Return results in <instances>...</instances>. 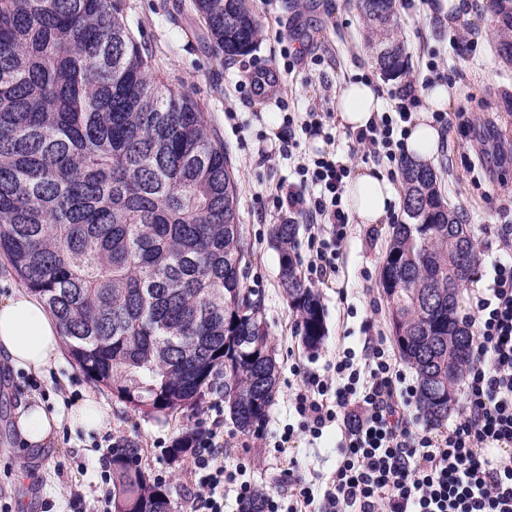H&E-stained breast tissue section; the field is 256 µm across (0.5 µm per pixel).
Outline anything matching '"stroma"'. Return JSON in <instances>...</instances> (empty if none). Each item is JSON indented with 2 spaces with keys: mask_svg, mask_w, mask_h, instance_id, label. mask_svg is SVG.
I'll return each instance as SVG.
<instances>
[{
  "mask_svg": "<svg viewBox=\"0 0 512 512\" xmlns=\"http://www.w3.org/2000/svg\"><path fill=\"white\" fill-rule=\"evenodd\" d=\"M247 5L259 20L261 35L249 54L231 59L212 55L207 27L192 0H126V15L135 39L152 49L161 77L201 104L224 142L237 179L238 212L249 248L244 283L262 301L279 367V390L257 431L243 433L229 415H222L224 446L227 460L249 462L246 478L259 492L284 495L288 492L284 474L290 463H297L303 473L326 476L336 464L332 431L316 441L298 434L290 447L281 450L273 446L290 418L288 399L298 382L290 366L309 365L312 355L325 358L343 348L362 351L373 330L390 336L379 272L391 224L406 222L407 215L400 207L396 219L353 224L335 279L317 287L325 310L326 338L317 351L305 349L280 287L278 253L269 243L270 226L284 222L286 216L273 211L268 196L276 185L291 180L294 163L280 157L261 161L264 136L280 126L281 108L305 112L320 104L336 110L341 88L360 77L371 78L386 109L391 93L404 82L422 86L429 60L456 69L461 77L456 81L455 104L469 109L472 124L445 130L432 166L450 207L471 224L477 242L490 243L499 224L512 223V164L497 169L491 178L471 173L469 166L477 160L489 121H497L501 139L512 144V64L497 55L489 0H479L463 20L449 19L446 11L429 10L421 2L400 6L398 39L408 63L402 79L384 77L377 68L353 0H272L268 5L247 0ZM459 37L476 42L474 60L457 56L454 41ZM285 44L321 55L322 65L311 70L301 64L291 75L277 76L272 94L246 97L238 93L239 81L255 68L270 65ZM230 110L236 112V120L227 118ZM40 382L41 390H31L26 373L0 364V501L11 504L13 512H43L48 501L54 512H86L87 494L100 485L96 444L106 432L113 439L135 443L149 475L168 469L167 484L174 500L183 501L192 490L191 458L164 467L157 455L160 445H172L182 431L200 420V412L173 417L135 413L117 402L110 389L88 380L66 357ZM84 398L102 407L106 417L102 431L66 428L48 448L37 452L21 448L14 429L19 402L39 401L57 409ZM75 491L80 499H72Z\"/></svg>",
  "mask_w": 512,
  "mask_h": 512,
  "instance_id": "obj_1",
  "label": "stroma"
}]
</instances>
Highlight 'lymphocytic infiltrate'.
I'll return each mask as SVG.
<instances>
[{
  "instance_id": "obj_1",
  "label": "lymphocytic infiltrate",
  "mask_w": 512,
  "mask_h": 512,
  "mask_svg": "<svg viewBox=\"0 0 512 512\" xmlns=\"http://www.w3.org/2000/svg\"><path fill=\"white\" fill-rule=\"evenodd\" d=\"M390 111L352 133L355 146L389 164L405 155L407 125L421 107L414 84L392 96ZM331 112L283 114L268 156L290 157L300 135L334 142ZM350 156L322 151L299 162L292 181L278 184L270 200L289 220L308 224L307 268L318 283L335 276L337 260L352 227L343 203ZM495 257L485 272L486 285L474 292L471 323L473 353L464 385V404L447 432L419 428L411 408L417 386L400 367L383 337H370L362 353L344 349L322 370H303L292 394L295 431L320 438L336 430V469L322 494L305 477L288 472L289 506L267 497L264 512H512V456H489L492 448L512 447V224L498 225ZM198 490L183 512H224V495L237 507L254 497L245 478L246 462L224 460V434L200 428L192 442Z\"/></svg>"
}]
</instances>
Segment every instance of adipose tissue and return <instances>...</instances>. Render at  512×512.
<instances>
[{
    "label": "adipose tissue",
    "mask_w": 512,
    "mask_h": 512,
    "mask_svg": "<svg viewBox=\"0 0 512 512\" xmlns=\"http://www.w3.org/2000/svg\"><path fill=\"white\" fill-rule=\"evenodd\" d=\"M456 90L438 83L421 90L427 110L418 112L405 140L406 154L415 161H429L441 145V130L432 114L449 109ZM379 109L373 85L346 84L338 97V117L343 128L365 126ZM344 200L359 223L377 224L384 219L396 196L391 182L381 173L366 168L355 173L345 185ZM63 336L58 321L44 303L26 290L14 291L0 300V360L13 369L43 375L54 369L61 357ZM104 415L91 401H74L69 409L47 410L43 403L20 406L15 427L21 443L28 449L48 445L63 426L87 430L101 428Z\"/></svg>",
    "instance_id": "1"
}]
</instances>
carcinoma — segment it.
Wrapping results in <instances>:
<instances>
[{
	"label": "carcinoma",
	"mask_w": 512,
	"mask_h": 512,
	"mask_svg": "<svg viewBox=\"0 0 512 512\" xmlns=\"http://www.w3.org/2000/svg\"><path fill=\"white\" fill-rule=\"evenodd\" d=\"M512 63V0H489ZM217 53L253 50L246 0H193ZM387 77L406 74L397 0H356ZM125 0H0V255L59 322L67 355L144 415L197 410L211 394L243 432L265 420L278 366L244 288L237 183L206 112L158 77ZM406 224L391 225L380 282L392 335L428 423L448 416L473 350L458 315L476 273L474 230L434 168L402 162ZM297 225L274 224L280 283L304 345L325 337L298 268ZM136 446L112 456L113 512H177Z\"/></svg>",
	"instance_id": "carcinoma-1"
}]
</instances>
